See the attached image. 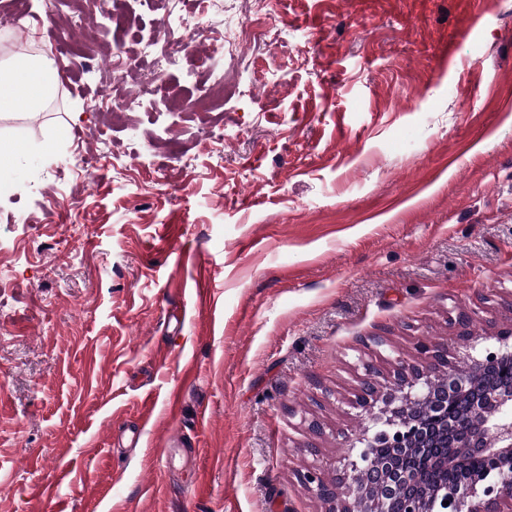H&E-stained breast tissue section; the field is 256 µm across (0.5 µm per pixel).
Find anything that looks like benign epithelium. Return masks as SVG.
Instances as JSON below:
<instances>
[{"mask_svg":"<svg viewBox=\"0 0 512 512\" xmlns=\"http://www.w3.org/2000/svg\"><path fill=\"white\" fill-rule=\"evenodd\" d=\"M497 345L479 356H467L466 368L448 364L447 349L424 340L416 343L429 363L401 369L393 388L364 389L360 406L378 408L371 414L372 433L359 438L360 463L339 478L346 499L339 512H512V383L501 384L499 362L512 357V330L495 336ZM395 449L394 457H426L442 470L479 454L491 463L487 473L466 484L429 490L409 469L369 454L377 442ZM309 492L333 504L336 483L308 470L298 474Z\"/></svg>","mask_w":512,"mask_h":512,"instance_id":"1","label":"benign epithelium"}]
</instances>
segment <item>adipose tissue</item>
I'll return each mask as SVG.
<instances>
[{
  "mask_svg": "<svg viewBox=\"0 0 512 512\" xmlns=\"http://www.w3.org/2000/svg\"><path fill=\"white\" fill-rule=\"evenodd\" d=\"M59 83L55 62L47 54H22L0 64V112L25 108L41 111Z\"/></svg>",
  "mask_w": 512,
  "mask_h": 512,
  "instance_id": "adipose-tissue-1",
  "label": "adipose tissue"
}]
</instances>
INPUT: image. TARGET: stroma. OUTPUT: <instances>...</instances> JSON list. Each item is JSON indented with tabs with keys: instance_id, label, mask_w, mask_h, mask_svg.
<instances>
[{
	"instance_id": "1",
	"label": "stroma",
	"mask_w": 512,
	"mask_h": 512,
	"mask_svg": "<svg viewBox=\"0 0 512 512\" xmlns=\"http://www.w3.org/2000/svg\"><path fill=\"white\" fill-rule=\"evenodd\" d=\"M0 0V62L47 50ZM211 131L106 109L89 20L0 197V512H327L366 378L512 328V0H268ZM374 374H367V367ZM299 482L309 492L315 494L317 497L327 501V503L335 504L336 502V483L326 481L319 473L315 470H307L304 473L298 474ZM327 490L330 492L326 495L324 492Z\"/></svg>"
}]
</instances>
